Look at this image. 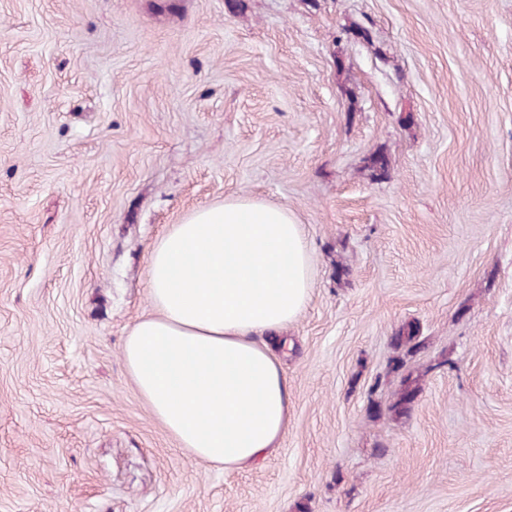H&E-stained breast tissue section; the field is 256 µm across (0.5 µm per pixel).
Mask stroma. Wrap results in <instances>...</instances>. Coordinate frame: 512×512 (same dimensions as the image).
<instances>
[{
  "label": "stroma",
  "instance_id": "stroma-1",
  "mask_svg": "<svg viewBox=\"0 0 512 512\" xmlns=\"http://www.w3.org/2000/svg\"><path fill=\"white\" fill-rule=\"evenodd\" d=\"M239 195L313 284L227 472L122 348L159 237ZM0 512H512V0H0Z\"/></svg>",
  "mask_w": 512,
  "mask_h": 512
}]
</instances>
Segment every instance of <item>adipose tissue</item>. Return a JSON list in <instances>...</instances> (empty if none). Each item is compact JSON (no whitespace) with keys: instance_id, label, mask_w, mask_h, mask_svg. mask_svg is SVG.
Returning a JSON list of instances; mask_svg holds the SVG:
<instances>
[{"instance_id":"obj_1","label":"adipose tissue","mask_w":512,"mask_h":512,"mask_svg":"<svg viewBox=\"0 0 512 512\" xmlns=\"http://www.w3.org/2000/svg\"><path fill=\"white\" fill-rule=\"evenodd\" d=\"M153 311L123 359L153 415L196 458L233 471L277 448L288 378L269 339L305 309L312 258L293 212L236 196L195 209L153 246Z\"/></svg>"}]
</instances>
